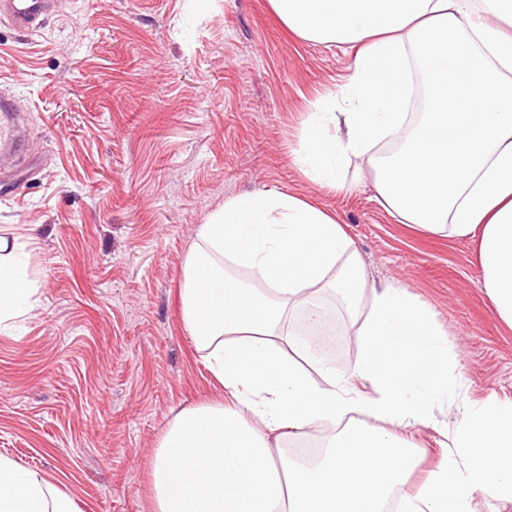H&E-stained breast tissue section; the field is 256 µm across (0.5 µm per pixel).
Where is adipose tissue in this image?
Returning a JSON list of instances; mask_svg holds the SVG:
<instances>
[{
  "instance_id": "obj_1",
  "label": "adipose tissue",
  "mask_w": 512,
  "mask_h": 512,
  "mask_svg": "<svg viewBox=\"0 0 512 512\" xmlns=\"http://www.w3.org/2000/svg\"><path fill=\"white\" fill-rule=\"evenodd\" d=\"M289 31L346 46L338 94L309 113L293 159L331 193L361 158L399 223L476 238L482 287L512 329V0H270ZM428 109L409 123L414 75ZM399 141L388 155L377 144ZM181 316L224 399L182 410L154 453L153 512H474L512 502V403H471L433 312L394 282H370L339 217L312 199L255 191L199 225ZM250 271L241 281L227 266ZM324 293L360 322V353L336 366L304 334L328 324ZM26 271L0 238V324L32 308ZM456 409L438 424L440 401ZM328 430L311 461L284 438ZM432 427L441 461L418 485L413 441ZM0 512H78L42 476L0 456Z\"/></svg>"
}]
</instances>
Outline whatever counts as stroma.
<instances>
[{
    "label": "stroma",
    "instance_id": "35a3bbf8",
    "mask_svg": "<svg viewBox=\"0 0 512 512\" xmlns=\"http://www.w3.org/2000/svg\"><path fill=\"white\" fill-rule=\"evenodd\" d=\"M351 51L290 33L269 0H60L41 28L0 16V95L25 147L0 164V236L32 310L0 331V455L79 512H151L154 451L185 408L223 400L180 309L197 228L225 199L294 192L335 212L369 279L434 311L471 402H512V330L476 243L398 223L361 160L330 193L291 161Z\"/></svg>",
    "mask_w": 512,
    "mask_h": 512
}]
</instances>
